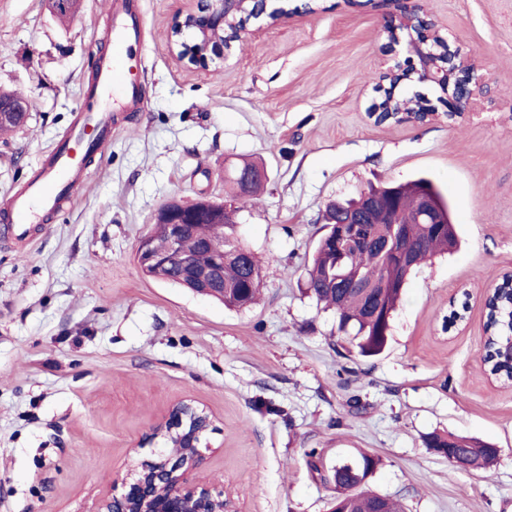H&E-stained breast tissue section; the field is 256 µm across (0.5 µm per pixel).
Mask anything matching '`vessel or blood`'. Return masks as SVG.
<instances>
[{
    "instance_id": "b4317fda",
    "label": "vessel or blood",
    "mask_w": 512,
    "mask_h": 512,
    "mask_svg": "<svg viewBox=\"0 0 512 512\" xmlns=\"http://www.w3.org/2000/svg\"><path fill=\"white\" fill-rule=\"evenodd\" d=\"M110 14L112 57L95 62L82 123L48 151L38 173L0 210V229L13 240L30 242L33 224L57 211L71 196L83 171L84 161L79 154L83 142H90L96 155L107 154L112 144L109 98L117 96L131 103L141 100L139 82L126 72V60L140 31L133 21L132 0H123L121 7L111 8Z\"/></svg>"
}]
</instances>
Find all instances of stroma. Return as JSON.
Returning a JSON list of instances; mask_svg holds the SVG:
<instances>
[{
	"instance_id": "1",
	"label": "stroma",
	"mask_w": 512,
	"mask_h": 512,
	"mask_svg": "<svg viewBox=\"0 0 512 512\" xmlns=\"http://www.w3.org/2000/svg\"><path fill=\"white\" fill-rule=\"evenodd\" d=\"M108 0H0V92L27 122L0 134V205L80 120L93 63L110 52ZM133 66L142 102L112 112V146L29 244L0 239V512H93L131 448L172 403L207 407L216 429L198 481L239 512H328L308 465L368 453L375 493L406 512H512V388L482 368V293L512 270V0H317L237 44L224 64L185 69L164 32L185 0H138ZM422 7L468 54L475 107L427 125L374 124L381 74L409 56L384 21ZM257 160L268 182L238 241L262 261L254 306L146 276L140 239L170 200L224 199V170ZM430 178L459 245L409 278L386 349L363 358L306 289L326 205L371 185ZM467 324L449 327L451 304ZM451 432L500 450L487 470L426 448Z\"/></svg>"
}]
</instances>
